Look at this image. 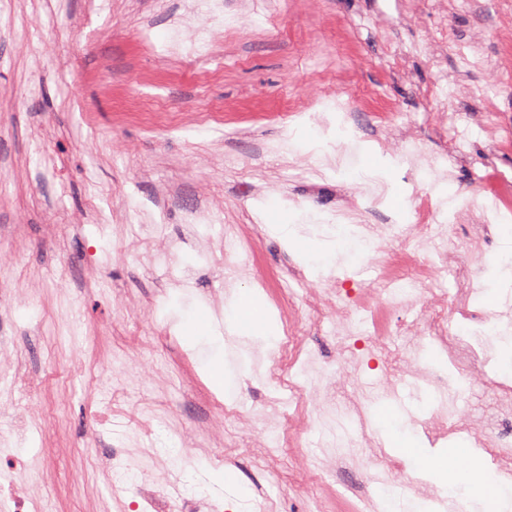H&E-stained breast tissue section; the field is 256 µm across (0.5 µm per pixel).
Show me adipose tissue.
I'll return each mask as SVG.
<instances>
[{
	"label": "adipose tissue",
	"mask_w": 512,
	"mask_h": 512,
	"mask_svg": "<svg viewBox=\"0 0 512 512\" xmlns=\"http://www.w3.org/2000/svg\"><path fill=\"white\" fill-rule=\"evenodd\" d=\"M394 413L378 412V426L388 429L386 440L393 453L427 475H436L442 496L454 499L465 507H478L479 512H512V483L486 471L478 457L469 449H459L460 463L454 467L443 466L431 457L419 442L407 435L393 431Z\"/></svg>",
	"instance_id": "ef3b65f1"
}]
</instances>
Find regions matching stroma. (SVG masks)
Masks as SVG:
<instances>
[{
	"mask_svg": "<svg viewBox=\"0 0 512 512\" xmlns=\"http://www.w3.org/2000/svg\"><path fill=\"white\" fill-rule=\"evenodd\" d=\"M224 15L235 31L209 21L195 0H111L97 12L88 0H0V448L18 457L14 478L33 496L32 512H123L141 473L160 484L171 469L188 512L203 499L223 502V512H259V486L278 512H353L336 491L360 482L378 497L398 493L399 512H419L427 497L402 475H381L361 445L353 451L363 468L321 477L328 439L315 423L298 446L265 448L283 422L266 384L278 344L259 337L241 348L224 312L234 293L250 291L273 332L292 314L306 327V350L335 362L331 323L311 324L301 302L287 312L278 305L294 286L290 271L315 288L342 280L381 290L383 269L368 253L401 245L375 228L412 217L425 196L437 213L428 250L459 256L471 309L483 310L490 294L498 306L494 322L474 328L487 348L482 373L458 377L420 337L390 341L399 351L420 347L422 368L448 378L444 396L399 385L419 409L418 423L399 428L430 446L422 423L447 403L496 433L497 399L483 375L501 374L512 344V223L475 244L452 215L464 201L481 208L487 182L512 180V143L498 145L486 130L492 113L512 129V0H406L400 12L393 0H224ZM177 28L188 40L207 29L209 54L161 60ZM442 73L457 110L472 114L468 126L422 115V94ZM334 96L354 116L340 136L341 168L304 121ZM218 109L222 120L209 119ZM386 112L417 114L427 151L446 138L461 143L445 180L380 145ZM228 154L236 164H225ZM374 177L386 186L378 210L332 227L330 212L360 200ZM189 208L203 220L186 222ZM229 224L250 241L238 266L217 249ZM277 224L328 247L305 260ZM195 314L205 320L200 336L180 327ZM218 356L222 392L206 379ZM115 372L129 383L130 408L169 400L151 414V437L132 423L92 435L104 400L98 376ZM339 379L312 388L314 400L359 393L373 414L381 368L368 362ZM228 401L240 417L219 414ZM201 442L237 445L236 463L209 459ZM116 448L131 451L121 497L109 463ZM227 468L232 479L216 481Z\"/></svg>",
	"mask_w": 512,
	"mask_h": 512,
	"instance_id": "obj_1",
	"label": "stroma"
}]
</instances>
